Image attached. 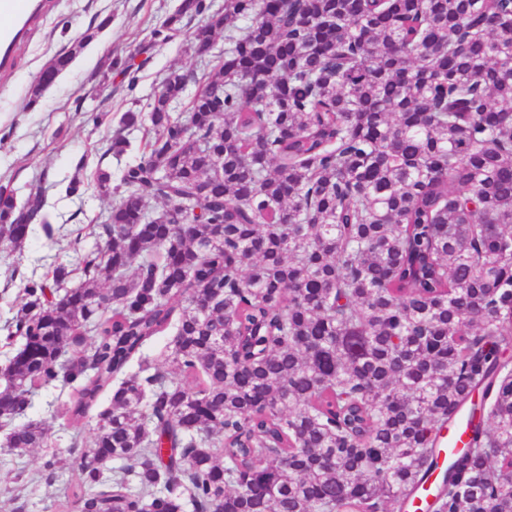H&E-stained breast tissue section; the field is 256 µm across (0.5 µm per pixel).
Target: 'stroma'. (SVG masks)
<instances>
[{
  "mask_svg": "<svg viewBox=\"0 0 512 512\" xmlns=\"http://www.w3.org/2000/svg\"><path fill=\"white\" fill-rule=\"evenodd\" d=\"M181 0H43V13L20 42L9 72H0V184L10 186L18 202H25L30 186L42 183L43 209L57 227L58 242L47 248L35 236L22 249H0V341L3 326L22 303L21 284L40 257L54 252L74 261L71 246L95 245L89 233L99 223L111 200L99 196L92 168H80L83 155L95 154L103 140L118 127L127 111H146L166 73L172 69L212 68L224 53L223 37H216L209 52L197 54L188 29L170 41L154 43L153 31L172 14ZM111 24L76 60L56 84L45 91L39 105L26 108V94L43 68L60 49L80 37L93 19ZM136 68L135 83L123 79L116 63ZM80 176L84 192L67 196L65 186ZM57 390L40 391L32 418L47 422L61 444L71 437L90 439L97 423L89 414L78 426H64L52 418L47 404ZM5 433L0 430V512H62L66 488L81 480L77 454L62 456L53 481H46L43 464L51 451L37 448L13 457L5 455Z\"/></svg>",
  "mask_w": 512,
  "mask_h": 512,
  "instance_id": "35a3bbf8",
  "label": "stroma"
}]
</instances>
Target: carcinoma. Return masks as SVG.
Segmentation results:
<instances>
[{
	"label": "carcinoma",
	"instance_id": "obj_1",
	"mask_svg": "<svg viewBox=\"0 0 512 512\" xmlns=\"http://www.w3.org/2000/svg\"><path fill=\"white\" fill-rule=\"evenodd\" d=\"M187 14L228 48L122 115L100 243L27 279L7 451L54 473L38 391L71 388L73 426L109 391L72 442L82 512H408L465 414L425 508L512 512V0H182L155 38ZM42 209L0 187V240L55 243ZM167 332L171 373L144 357Z\"/></svg>",
	"mask_w": 512,
	"mask_h": 512
}]
</instances>
